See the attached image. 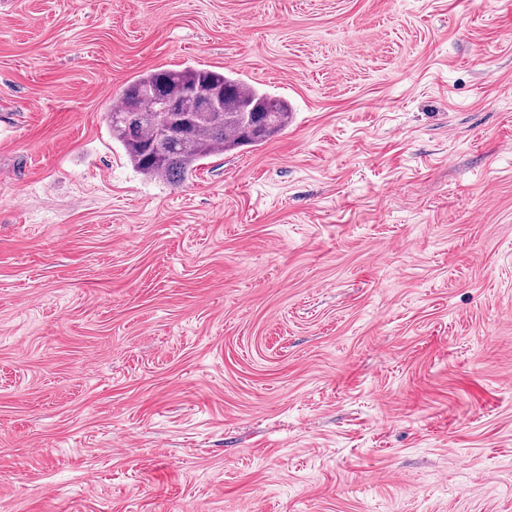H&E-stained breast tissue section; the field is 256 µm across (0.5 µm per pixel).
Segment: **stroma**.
Segmentation results:
<instances>
[{
  "label": "stroma",
  "instance_id": "1",
  "mask_svg": "<svg viewBox=\"0 0 512 512\" xmlns=\"http://www.w3.org/2000/svg\"><path fill=\"white\" fill-rule=\"evenodd\" d=\"M185 67L291 123L144 178ZM0 512H512V0H0Z\"/></svg>",
  "mask_w": 512,
  "mask_h": 512
}]
</instances>
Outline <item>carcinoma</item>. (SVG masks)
Listing matches in <instances>:
<instances>
[{"instance_id":"carcinoma-1","label":"carcinoma","mask_w":512,"mask_h":512,"mask_svg":"<svg viewBox=\"0 0 512 512\" xmlns=\"http://www.w3.org/2000/svg\"><path fill=\"white\" fill-rule=\"evenodd\" d=\"M184 92L175 112H156L146 97ZM199 91L223 94L224 111L203 112ZM135 108V123L126 120ZM288 103L232 71L184 68L152 69L123 89L119 105L104 114L112 140L119 143L131 166L147 178L180 183L200 162L245 146H258L288 126Z\"/></svg>"}]
</instances>
